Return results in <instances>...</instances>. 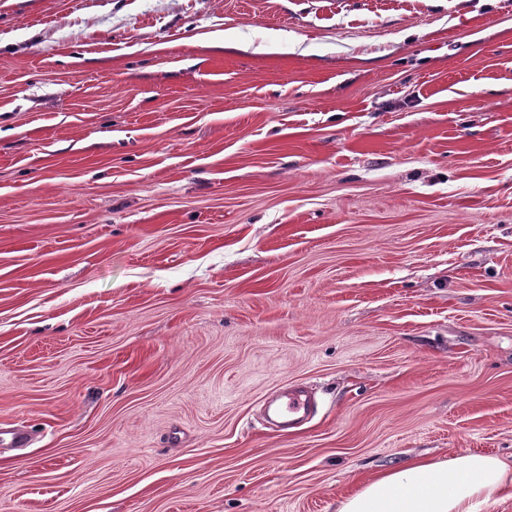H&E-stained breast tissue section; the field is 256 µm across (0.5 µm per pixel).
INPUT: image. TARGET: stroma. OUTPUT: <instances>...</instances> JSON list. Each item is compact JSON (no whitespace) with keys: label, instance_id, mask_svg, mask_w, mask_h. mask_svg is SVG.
I'll return each mask as SVG.
<instances>
[{"label":"stroma","instance_id":"stroma-1","mask_svg":"<svg viewBox=\"0 0 512 512\" xmlns=\"http://www.w3.org/2000/svg\"><path fill=\"white\" fill-rule=\"evenodd\" d=\"M294 385L315 414L269 429ZM14 423L0 512L512 469V0H0Z\"/></svg>","mask_w":512,"mask_h":512}]
</instances>
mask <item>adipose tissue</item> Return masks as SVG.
Returning <instances> with one entry per match:
<instances>
[{"instance_id":"adipose-tissue-1","label":"adipose tissue","mask_w":512,"mask_h":512,"mask_svg":"<svg viewBox=\"0 0 512 512\" xmlns=\"http://www.w3.org/2000/svg\"><path fill=\"white\" fill-rule=\"evenodd\" d=\"M495 494L512 497V473L494 456L465 453L381 473L342 499L336 512H478Z\"/></svg>"}]
</instances>
